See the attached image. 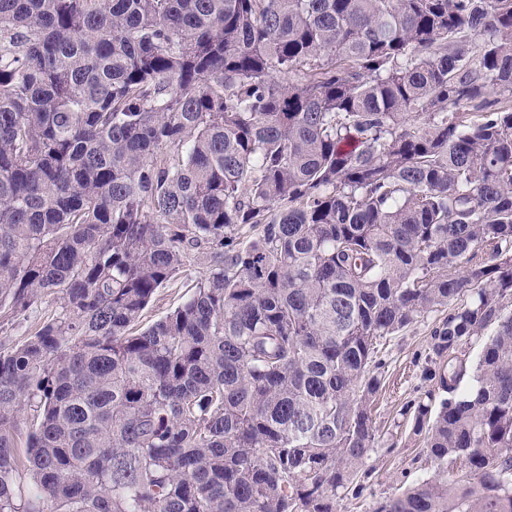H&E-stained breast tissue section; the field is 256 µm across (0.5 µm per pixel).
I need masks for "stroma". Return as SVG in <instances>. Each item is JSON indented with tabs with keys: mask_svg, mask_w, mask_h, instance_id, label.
Segmentation results:
<instances>
[{
	"mask_svg": "<svg viewBox=\"0 0 512 512\" xmlns=\"http://www.w3.org/2000/svg\"><path fill=\"white\" fill-rule=\"evenodd\" d=\"M205 271L206 267L202 264L189 267L176 281L160 289L144 315L145 323L164 317L183 302ZM61 305V300L57 298L42 299L13 323L0 325V342L8 344L28 336ZM439 318V313L427 314L387 341L384 351L391 383L380 396L378 424L385 439L394 441L396 447L390 451L382 446L371 452L365 463L369 471L365 491L356 498L347 496L338 499L336 512H371L376 501L394 493L404 481L432 475L433 470L427 465L423 454L425 439L413 434L405 425L400 410L419 395L418 389L423 384L421 370L413 366L412 361L427 354L431 330Z\"/></svg>",
	"mask_w": 512,
	"mask_h": 512,
	"instance_id": "stroma-1",
	"label": "stroma"
}]
</instances>
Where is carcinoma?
Here are the masks:
<instances>
[{"label":"carcinoma","instance_id":"1","mask_svg":"<svg viewBox=\"0 0 512 512\" xmlns=\"http://www.w3.org/2000/svg\"><path fill=\"white\" fill-rule=\"evenodd\" d=\"M50 296L0 512H336L444 310L372 512H512V0H0V318ZM206 272V265L197 264L189 267L176 281L161 288L149 305L145 315L144 324L164 317L171 309L183 302L190 294L189 290L196 280ZM445 314H426L392 336L384 346L389 384L380 396L377 421L384 440L392 439L390 442H397V447L392 452H388L387 445L383 444L374 448L363 466L369 469L366 490L358 498L351 494L344 498L341 496L337 499L336 512H372L376 501L394 493L403 482L432 475L433 469L426 464L423 454L425 435L413 434L404 423L400 410L427 389L420 378L421 367L429 351L431 330ZM414 357L417 360L421 357L418 367L412 364ZM418 387H422L421 391L417 390Z\"/></svg>","mask_w":512,"mask_h":512}]
</instances>
